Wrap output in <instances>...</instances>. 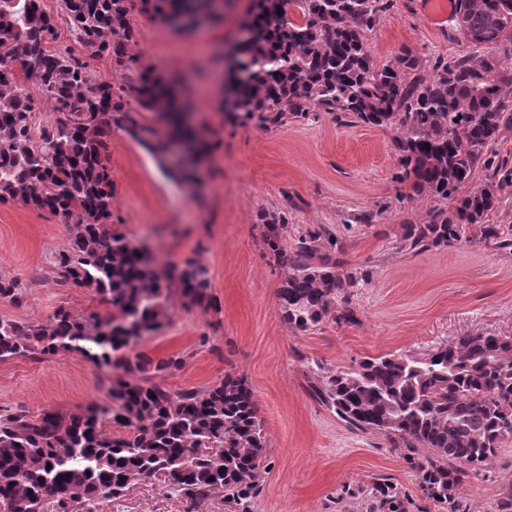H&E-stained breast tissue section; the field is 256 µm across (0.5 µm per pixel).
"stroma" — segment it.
<instances>
[{"label":"stroma","instance_id":"1","mask_svg":"<svg viewBox=\"0 0 512 512\" xmlns=\"http://www.w3.org/2000/svg\"><path fill=\"white\" fill-rule=\"evenodd\" d=\"M251 0H226L224 20L182 29L132 10L131 51L172 81L194 112L210 150L188 186L160 170L126 133L113 132L110 161L115 223L147 244L165 266L194 259L207 270L208 306L169 301L170 320L139 340L137 354L181 358L164 377L173 391L202 389L225 374L244 376L264 425L268 467L253 512H361L358 488L391 478L410 512H437L422 498L416 471L382 436L356 433L307 392L310 362L347 370L386 353L424 358L464 336H512V254L484 245L399 251L402 227L420 221L433 198L398 182L400 157L389 127L340 123L324 114L266 129L225 122L224 48L239 33ZM367 43L376 66L411 51L423 63L469 48L450 22H432L424 0H394ZM285 211L279 246L289 252L306 230L326 226L351 267L369 278L355 289L357 323L290 329L278 290L284 269L263 240L265 214ZM370 222H361V215ZM68 233L50 214L20 201L0 203V274L32 281L20 304L0 302V316L40 323L64 309L105 315L90 288L64 287L50 262ZM110 374L77 353L0 361V408L36 416L79 411L109 400ZM487 478H469L465 496L495 512L512 478V440L502 443ZM161 484L101 501L98 512H186Z\"/></svg>","mask_w":512,"mask_h":512}]
</instances>
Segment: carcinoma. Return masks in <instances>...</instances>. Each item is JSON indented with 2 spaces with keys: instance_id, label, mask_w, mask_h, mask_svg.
Masks as SVG:
<instances>
[{
  "instance_id": "obj_1",
  "label": "carcinoma",
  "mask_w": 512,
  "mask_h": 512,
  "mask_svg": "<svg viewBox=\"0 0 512 512\" xmlns=\"http://www.w3.org/2000/svg\"><path fill=\"white\" fill-rule=\"evenodd\" d=\"M0 0V203L20 199L66 225L69 246L53 259L58 283L93 288L112 313L58 311L43 323L0 316V361L78 352L110 370V402L79 413L50 409L34 418L0 409V512H96L103 499L160 480L210 512L221 498L234 512L251 502L266 468L264 426L251 385L227 374L204 389L172 391L163 377L181 360L131 355V346L169 321V299L201 306L210 287L194 261L162 270L155 257L112 227V131L125 132L170 173L153 122L183 127L168 81L128 52L135 40L130 0ZM393 0H253L236 46L237 87L225 119L278 127L320 113L389 126L403 171L420 193L442 202L421 224L403 225L402 248L422 254L478 242L512 251V238L485 223L502 184L488 155L512 129V0H458L450 17L464 42L488 49L424 65L410 51L377 67L365 35ZM168 21L203 0H141ZM65 19L77 48L57 44ZM124 73L118 89L97 79L93 62ZM136 107H131L130 102ZM53 110L39 120L42 106ZM485 171L484 179L476 175ZM285 213L266 218L278 252ZM325 226L299 236L284 260L279 297L291 329L355 324L352 289L368 280ZM25 284L0 274V300L20 301ZM308 394L348 426L385 437L417 470L419 489L438 512H472L461 488L479 477L512 438V336H467L426 358L368 357L350 370L313 362ZM124 428L116 435L112 425ZM366 512H408L388 480L366 490Z\"/></svg>"
}]
</instances>
